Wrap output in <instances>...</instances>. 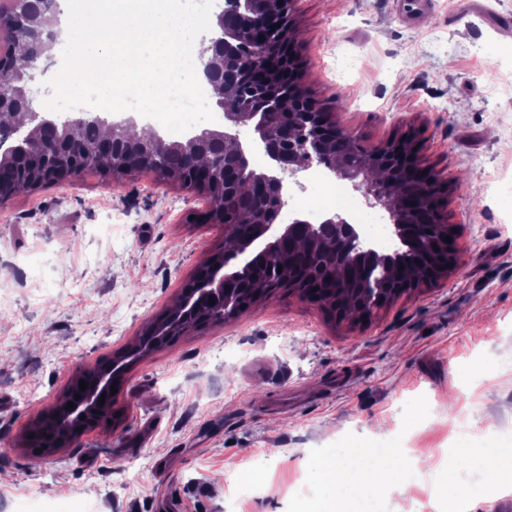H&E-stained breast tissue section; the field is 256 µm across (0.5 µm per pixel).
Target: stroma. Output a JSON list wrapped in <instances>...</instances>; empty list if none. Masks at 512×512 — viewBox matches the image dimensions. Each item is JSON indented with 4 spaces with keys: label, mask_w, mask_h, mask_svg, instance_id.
<instances>
[{
    "label": "stroma",
    "mask_w": 512,
    "mask_h": 512,
    "mask_svg": "<svg viewBox=\"0 0 512 512\" xmlns=\"http://www.w3.org/2000/svg\"><path fill=\"white\" fill-rule=\"evenodd\" d=\"M512 0H294L301 80L331 121L379 147L413 137L447 185L459 268L341 322L295 293L190 331L127 372L114 430L28 466L27 434L73 374L134 346L224 245L192 224L209 197L139 171L88 169L0 204V512H315L314 467L400 446L380 512H448L512 448ZM467 449L458 457V449Z\"/></svg>",
    "instance_id": "35a3bbf8"
}]
</instances>
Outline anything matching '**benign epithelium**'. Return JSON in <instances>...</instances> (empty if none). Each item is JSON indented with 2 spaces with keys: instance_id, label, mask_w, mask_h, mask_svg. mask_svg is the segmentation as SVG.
Masks as SVG:
<instances>
[{
  "instance_id": "obj_1",
  "label": "benign epithelium",
  "mask_w": 512,
  "mask_h": 512,
  "mask_svg": "<svg viewBox=\"0 0 512 512\" xmlns=\"http://www.w3.org/2000/svg\"><path fill=\"white\" fill-rule=\"evenodd\" d=\"M279 0H225L224 9L216 14V24L198 37L197 53L200 59L203 83L207 84L224 112V120L232 127L252 126L254 139L249 145L236 135L224 131L203 130L191 132L185 138L183 166L193 175L196 188L211 191V162L204 155L206 147L218 146L231 161L232 171L250 166L249 155L260 152L267 168L249 179V186H261L269 193L266 208L253 225L246 245L234 244L233 254L210 262L207 273L194 277L182 293L176 306L161 318L163 324L153 322L154 329L140 339L138 348L128 355L97 366L92 379L80 399L71 396L74 407L57 409L59 428L70 433L73 442L91 430L103 428V416L110 415L112 428L120 424L117 395L111 394L114 382L122 381L124 373L139 354H147L167 345L180 331L186 319L201 310L208 312L209 322H220L240 312L228 311V301L245 288L253 287L250 274L253 268L277 255L297 232L305 229L319 239L335 241L343 246L340 260L344 263L363 261L385 270L401 265L397 254L383 255L361 239L355 225L337 214H328L319 224H310L298 217L293 224L277 223L293 186H301L298 174L313 165L323 167L328 174L349 179L362 193L370 207H379L388 213L400 243L419 271L412 282L399 285L407 293L420 284L437 279L456 265L454 243L445 237L454 232L441 207L434 208L430 224H413L407 217V208L419 201H430L444 191L445 183L430 169L422 166L415 155L410 138L393 141L373 148L354 135L344 132L331 122L321 105L303 87L298 77V65H293L288 81L277 93L266 96L264 111L252 112L235 106L224 98V91L235 90L246 78L264 81L271 73H278V48L283 42H293L292 25L288 11L278 6ZM59 13L54 0H40L31 11L13 9L0 11V41L13 48H22L26 57L29 80L39 64L49 67L55 62L53 50L59 43L61 30L56 24ZM16 55L0 57V172L8 164L10 178H0V203L9 201L21 186L42 187L75 177L89 166L111 161L108 174L119 179L140 169L147 158L123 154L128 131L137 126L136 118L129 116L113 121L99 114L84 112L68 122V129L57 135L47 130L57 120L34 107V99L27 86H19L11 79ZM146 133L141 143L153 153L170 148V143L155 129L144 126ZM351 150L364 153L368 159L367 172L388 166L387 157L398 154L405 159L407 172L396 175V180L385 181L365 177L355 180L356 172L345 167L343 158ZM221 224L224 229L235 228L224 221V205L212 200L210 209L193 222ZM222 301L218 308L211 302ZM103 403H98L100 396ZM83 432H78V429Z\"/></svg>"
}]
</instances>
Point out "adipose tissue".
<instances>
[{
    "label": "adipose tissue",
    "mask_w": 512,
    "mask_h": 512,
    "mask_svg": "<svg viewBox=\"0 0 512 512\" xmlns=\"http://www.w3.org/2000/svg\"><path fill=\"white\" fill-rule=\"evenodd\" d=\"M348 464L336 460L318 461L316 468L326 487L320 512H354V499H368L379 492L382 485L392 483L394 468L380 459L375 449L352 448Z\"/></svg>",
    "instance_id": "obj_1"
}]
</instances>
